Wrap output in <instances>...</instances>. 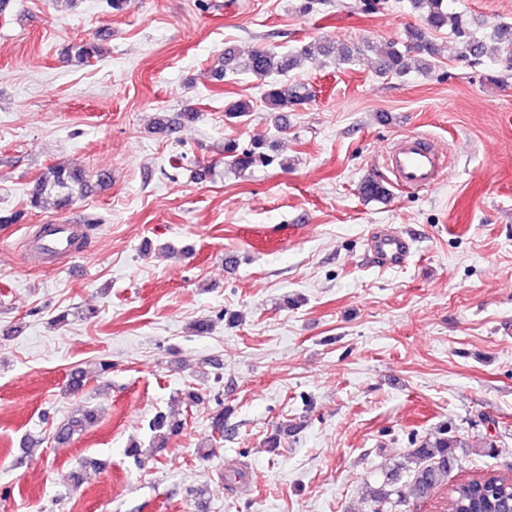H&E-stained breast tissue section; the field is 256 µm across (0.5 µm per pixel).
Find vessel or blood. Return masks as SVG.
I'll return each mask as SVG.
<instances>
[{
    "mask_svg": "<svg viewBox=\"0 0 512 512\" xmlns=\"http://www.w3.org/2000/svg\"><path fill=\"white\" fill-rule=\"evenodd\" d=\"M387 167L397 185L431 189L440 181L445 161L433 140L415 133L403 134L386 157ZM84 228L79 224H52L39 233L35 263L54 265L73 258ZM370 252L384 267L405 265L412 253L410 239L396 231H380L370 239Z\"/></svg>",
    "mask_w": 512,
    "mask_h": 512,
    "instance_id": "b4317fda",
    "label": "vessel or blood"
}]
</instances>
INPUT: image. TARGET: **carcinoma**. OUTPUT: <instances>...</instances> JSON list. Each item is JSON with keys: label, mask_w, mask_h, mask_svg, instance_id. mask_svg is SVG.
Masks as SVG:
<instances>
[{"label": "carcinoma", "mask_w": 512, "mask_h": 512, "mask_svg": "<svg viewBox=\"0 0 512 512\" xmlns=\"http://www.w3.org/2000/svg\"><path fill=\"white\" fill-rule=\"evenodd\" d=\"M411 4L420 12L423 25L407 28L404 41L387 44L379 61L383 74L401 76L409 70L412 61L417 62L418 69L423 72L432 70L442 49L432 41L430 34L442 30L449 31L455 39L457 53L475 61L487 55V40L466 27L462 17L449 10L447 0H411ZM490 40L498 44L497 50L512 60V24L503 23L495 28ZM102 55L101 45L90 40L74 42L67 50V56L82 65L94 59L98 60ZM330 56L348 60L352 56V50L347 45L339 47L326 40H318L293 53L256 47L243 58L237 46L229 45L224 47L223 62L214 67L213 77L221 81L229 70L253 76L261 82L267 111L284 114L312 99V91L307 83L288 79L286 75L297 69L304 60ZM224 161L242 173L258 163H272L273 157L265 152V143L261 141L255 140L250 147L242 149L236 140L228 139L224 142ZM87 188L88 181L81 170L63 162H56L47 166L33 181L26 206L42 209L51 203L64 209L71 206ZM360 192L364 198L372 200H384L388 196L385 186L371 178L363 180ZM96 419V410L86 409L80 416L57 426L53 439L58 443H66ZM183 427V420L157 414L149 422L152 444L156 448L165 447L168 439L178 434ZM467 447L469 444L465 439L443 431L432 438L413 439L410 456L414 459L415 467L405 496L416 500L432 497L448 484V472L457 463L455 449ZM511 481L509 475L492 470L477 478L459 482L448 488V500L445 501L443 512H471L475 502L491 496L495 497V501L486 512H507L502 507L501 500L504 494L512 491V486L509 485ZM405 496L394 484L385 481L383 485L369 490L372 512H392Z\"/></svg>", "instance_id": "obj_1"}]
</instances>
